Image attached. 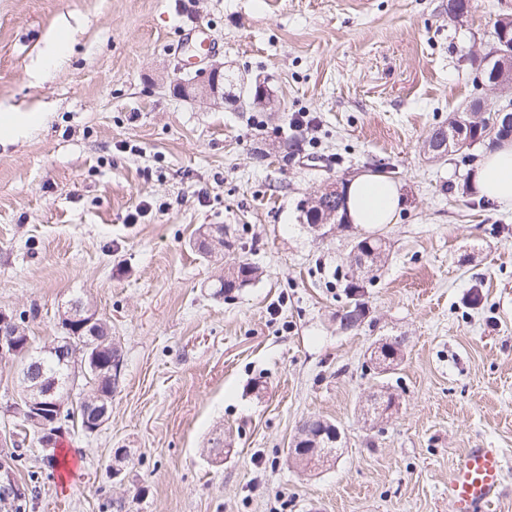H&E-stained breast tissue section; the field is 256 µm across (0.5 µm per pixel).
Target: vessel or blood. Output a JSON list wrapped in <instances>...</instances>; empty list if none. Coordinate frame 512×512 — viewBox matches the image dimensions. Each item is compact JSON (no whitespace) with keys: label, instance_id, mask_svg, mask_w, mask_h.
Masks as SVG:
<instances>
[{"label":"vessel or blood","instance_id":"obj_1","mask_svg":"<svg viewBox=\"0 0 512 512\" xmlns=\"http://www.w3.org/2000/svg\"><path fill=\"white\" fill-rule=\"evenodd\" d=\"M502 468L499 449L468 448L460 453L448 484V512H493Z\"/></svg>","mask_w":512,"mask_h":512}]
</instances>
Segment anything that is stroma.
<instances>
[{"mask_svg": "<svg viewBox=\"0 0 512 512\" xmlns=\"http://www.w3.org/2000/svg\"><path fill=\"white\" fill-rule=\"evenodd\" d=\"M503 17L512 0L458 20L448 0H0V106L47 107L0 146V309L43 347L85 296L123 359L109 421L64 424L51 450L6 413L20 388L0 364V460L27 512H448L468 448L501 450L512 512V209L464 190L481 145L424 148L474 99L512 98L472 83ZM190 28L214 41L192 65ZM213 62L222 101L175 94ZM380 172L405 198L395 223L308 227L323 186ZM366 236L387 251L344 330ZM241 261L259 278L215 295ZM395 336L378 373L367 351ZM380 390L395 409L377 423ZM310 418L342 433L321 473L288 460ZM348 288L351 291V296H354L352 298V302L350 305L346 307V309L343 310V313L340 317V326L346 330H353L355 328H358L361 323L363 322V319L365 317V307L364 303L359 300V298H355L357 296V293L360 292V288H362L357 281H354L352 278L351 282L348 284Z\"/></svg>", "mask_w": 512, "mask_h": 512, "instance_id": "35a3bbf8", "label": "stroma"}]
</instances>
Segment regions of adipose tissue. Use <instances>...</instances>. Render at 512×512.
<instances>
[{"instance_id":"ef3b65f1","label":"adipose tissue","mask_w":512,"mask_h":512,"mask_svg":"<svg viewBox=\"0 0 512 512\" xmlns=\"http://www.w3.org/2000/svg\"><path fill=\"white\" fill-rule=\"evenodd\" d=\"M480 196L512 208V140L487 144L474 175ZM402 203L399 185L379 175H360L345 189V213L351 223L380 225L393 223Z\"/></svg>"}]
</instances>
